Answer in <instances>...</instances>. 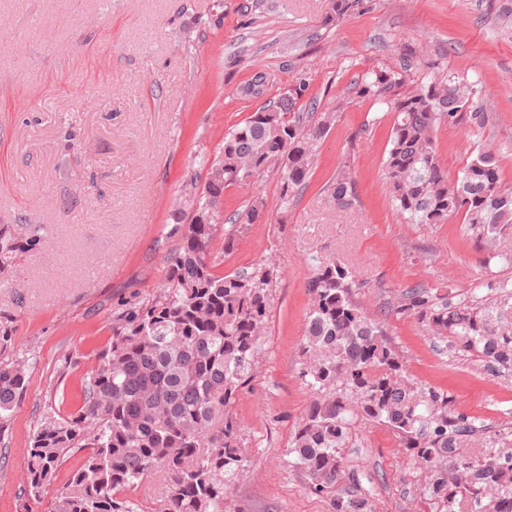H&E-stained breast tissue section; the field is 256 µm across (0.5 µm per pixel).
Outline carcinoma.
<instances>
[{"label": "carcinoma", "mask_w": 512, "mask_h": 512, "mask_svg": "<svg viewBox=\"0 0 512 512\" xmlns=\"http://www.w3.org/2000/svg\"><path fill=\"white\" fill-rule=\"evenodd\" d=\"M362 0H333L340 20ZM405 74L369 71L356 94L385 101L395 118L383 160L391 201L408 224H440L460 215L476 242L497 252L512 224V187L499 163L480 150L456 180L436 155V132L466 120L479 127L489 114L475 105L473 87L446 74L412 92H400ZM306 85L267 101L227 129L219 153L202 162L205 181L191 178L184 206L174 211L178 245L164 283L152 298L112 319V338L97 369L84 378V399L67 415L47 412L28 451L33 494L53 476L71 448H89L61 492L56 512H139L128 491L153 471L164 474L168 495L160 512H224V494L244 470L249 454L232 408L249 387L262 351L280 278L268 261L252 271L224 274L211 244L224 217V191L278 175L279 209L288 211L314 167L319 144L338 107L308 112ZM339 209L358 202L355 182L341 167L330 185ZM263 198L247 200L224 228V252L242 229L262 218ZM37 239L0 225V285L9 267ZM350 268L340 261L317 266L307 283L299 377L312 393L289 443L291 467L306 488L329 499V512H374L368 492L344 494L342 480L359 481L345 466L342 448L363 424L396 435L420 470L423 491L436 512H512V432H489L477 417L456 409L446 391L414 382L405 361L355 299ZM390 312L407 314L448 348L468 355L499 376H512V304L471 296L454 301L437 288L408 289ZM29 365L0 366V436L9 429L25 393Z\"/></svg>", "instance_id": "cac0c4a2"}]
</instances>
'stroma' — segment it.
Listing matches in <instances>:
<instances>
[{
    "instance_id": "stroma-1",
    "label": "stroma",
    "mask_w": 512,
    "mask_h": 512,
    "mask_svg": "<svg viewBox=\"0 0 512 512\" xmlns=\"http://www.w3.org/2000/svg\"><path fill=\"white\" fill-rule=\"evenodd\" d=\"M332 0H0V224L37 228L0 287V364L35 362L12 424L0 438V512H52L70 471V449L39 496L28 491L29 437L53 408L76 411L84 375L112 336L115 312L157 294L175 244L173 212L186 182L216 155L225 131L284 89L305 83L308 99L344 103L322 141L308 185L288 212L277 177L224 193L232 214L254 196L265 217L232 252L211 245L221 271L271 259L281 277L261 359L233 413L251 462L224 512H329L288 464V440L311 393L298 369L306 284L315 266L341 261L360 282L364 312L383 319L415 381L448 390L456 409L499 430L512 418V376L474 356H449L411 316L388 307L418 284L459 298L512 282V265L485 261L461 217L408 224L382 175L394 115L355 93L376 69L467 78L491 114L484 128H440L436 150L456 177L478 150H492L512 186V0H363L330 18ZM258 71L264 97L244 96ZM356 183L355 209L341 211L329 185L341 164ZM346 467L361 476L376 512H434L423 479L388 430L364 425L347 444Z\"/></svg>"
}]
</instances>
